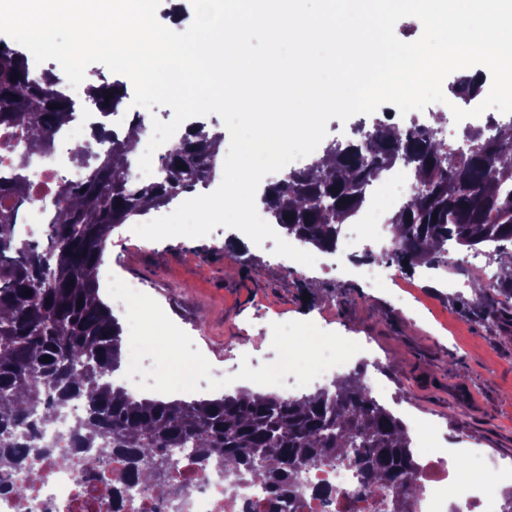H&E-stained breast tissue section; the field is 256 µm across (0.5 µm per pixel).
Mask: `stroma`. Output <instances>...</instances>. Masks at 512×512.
<instances>
[{
  "label": "stroma",
  "instance_id": "35a3bbf8",
  "mask_svg": "<svg viewBox=\"0 0 512 512\" xmlns=\"http://www.w3.org/2000/svg\"><path fill=\"white\" fill-rule=\"evenodd\" d=\"M149 212L116 226L103 254L104 265L139 282L193 341L211 367L230 383L209 389L200 381L183 401L214 399L243 390L242 365L274 363L272 326L310 321L345 338L369 337L388 368L391 410L406 425L425 422L437 434L462 438L512 462V322L472 309L471 291L458 287L469 252L452 247L445 273L448 286L424 278L422 269L403 273L415 287L402 310L391 284L364 285L315 251L313 266L275 254L273 240L255 244L231 238L217 227L199 237L145 242L136 225L156 219ZM248 349H241L242 341Z\"/></svg>",
  "mask_w": 512,
  "mask_h": 512
}]
</instances>
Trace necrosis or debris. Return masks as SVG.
Wrapping results in <instances>:
<instances>
[{
	"instance_id": "necrosis-or-debris-1",
	"label": "necrosis or debris",
	"mask_w": 512,
	"mask_h": 512,
	"mask_svg": "<svg viewBox=\"0 0 512 512\" xmlns=\"http://www.w3.org/2000/svg\"><path fill=\"white\" fill-rule=\"evenodd\" d=\"M67 96L77 111L52 133L46 152H28L20 129L0 125V178L13 176L17 156L27 158L26 198L14 219L15 235L24 241L44 236L56 220L61 182L76 184L83 177L71 153L73 141L90 138L93 153H103L124 129L120 119L101 129L85 88H68ZM84 409L83 399L73 400L66 417L45 425L29 469L0 474V512H270L272 495L263 484L246 481L227 490L223 472L196 460L189 448L173 449L166 482L152 485L129 481L117 458L87 452L61 463L56 450ZM415 480L424 492L411 500L409 512H478L486 504L480 471L454 457H423ZM390 503L386 488L362 489L351 465H318L300 473L299 488L282 512H391Z\"/></svg>"
}]
</instances>
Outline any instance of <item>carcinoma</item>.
<instances>
[{"mask_svg": "<svg viewBox=\"0 0 512 512\" xmlns=\"http://www.w3.org/2000/svg\"><path fill=\"white\" fill-rule=\"evenodd\" d=\"M480 92L479 77H457L453 93L471 100ZM87 95L90 104L108 109L122 103L126 90L114 82L90 86ZM72 116L57 75L31 77L27 56L3 45L0 125L23 128L28 151H44L50 133ZM141 134L135 118L124 137L112 141V150L91 164L90 144L75 147L85 178L61 186L64 207L48 226L46 246L16 239L11 213L0 205V469L28 468L40 429L81 397L86 410L72 429V448L60 450L64 464L72 449L94 451L122 459L133 480L147 474L152 481L169 465L163 450L193 448L197 460L224 470L229 489L252 481L278 499L293 493L304 468L346 462L363 485L391 490L395 512H406L422 492L407 425L370 396L358 372L331 390L301 397L242 392L189 402L138 400L108 380L120 361L122 328L103 302L97 278L107 237L144 214L145 201L159 208L210 181L223 139L192 125L162 158L161 177L132 185L127 155ZM464 141L467 150L459 154L442 139L419 140L378 125L361 142L334 145L312 165L289 172L266 189L262 201L286 235L334 251L365 186L402 160L413 166L417 190L391 219L397 248L370 259L413 271L448 263L451 245L474 251L492 245L500 268H511L512 122L495 124L489 137L469 127ZM25 191L20 174L0 179V198L17 205ZM472 288V308L491 318L509 315L494 306V296L512 298V277L476 278Z\"/></svg>", "mask_w": 512, "mask_h": 512, "instance_id": "cac0c4a2", "label": "carcinoma"}]
</instances>
